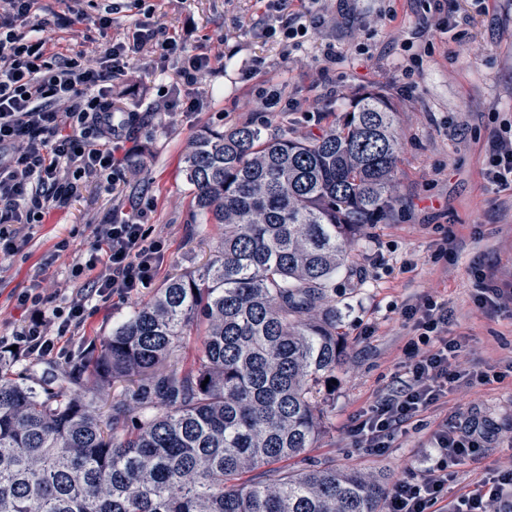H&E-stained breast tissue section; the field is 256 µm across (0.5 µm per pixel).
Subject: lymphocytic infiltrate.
Returning <instances> with one entry per match:
<instances>
[{"instance_id": "obj_1", "label": "lymphocytic infiltrate", "mask_w": 512, "mask_h": 512, "mask_svg": "<svg viewBox=\"0 0 512 512\" xmlns=\"http://www.w3.org/2000/svg\"><path fill=\"white\" fill-rule=\"evenodd\" d=\"M39 2L0 0V258L16 254L44 216L68 206L84 185L116 192L136 172L140 148L130 145L128 130L140 116L115 111L110 88L131 59L180 56L178 79L190 92L189 112L198 111L192 92L212 69L209 54L184 53L177 35L155 20L148 0H127L143 16L131 39L50 52L41 36L48 22L39 15ZM484 176L512 186V128L493 136ZM154 207L145 193L117 205L91 225L90 241L68 281L41 278L18 294L16 304L28 320L13 330V344L41 356L62 353L83 326L91 301L107 303L150 287L167 254L165 241L147 224ZM408 315L417 338L405 349L404 377L353 430L358 447L375 453L390 448L404 424L446 399L461 377L492 380L483 370H458L463 345L448 335L447 303L428 299L409 307ZM430 444L428 466L417 479L393 485L384 512H512V469L486 474L474 490L448 497L449 468L484 451L478 427L440 424Z\"/></svg>"}]
</instances>
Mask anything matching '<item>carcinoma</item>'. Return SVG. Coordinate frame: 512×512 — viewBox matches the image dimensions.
Wrapping results in <instances>:
<instances>
[{
    "mask_svg": "<svg viewBox=\"0 0 512 512\" xmlns=\"http://www.w3.org/2000/svg\"><path fill=\"white\" fill-rule=\"evenodd\" d=\"M349 114L313 139L242 125L191 143L211 257L78 374L34 383L0 365V512H382L377 479L288 467L325 431L336 273L395 202V107L369 90Z\"/></svg>",
    "mask_w": 512,
    "mask_h": 512,
    "instance_id": "cac0c4a2",
    "label": "carcinoma"
}]
</instances>
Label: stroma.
<instances>
[{
	"label": "stroma",
	"instance_id": "stroma-1",
	"mask_svg": "<svg viewBox=\"0 0 512 512\" xmlns=\"http://www.w3.org/2000/svg\"><path fill=\"white\" fill-rule=\"evenodd\" d=\"M434 4L310 0L302 14L308 35L294 48L270 30L292 20L298 0L279 14L267 13L262 0H154L156 17L180 36L187 52L220 51L224 59L202 84L201 109L174 124L161 115L167 101L184 93L177 83L179 59L159 68L146 56L131 60L113 93L115 109L150 115L133 133L145 147L143 164L122 195L145 190L157 201L149 221L165 239L168 258L154 288L209 256L214 230L197 223L184 176V154L198 134L253 124L271 134L309 139L340 126L362 92L378 90L391 98L401 138L398 204L385 220L364 228L346 269L336 276L337 383L324 403L325 432L306 456L382 477L390 486L420 474L432 430L462 415L482 429L486 450L450 468L453 499L486 472L512 468V303L484 308L476 301L480 274L512 281V187L483 176L493 132L512 123V0H446L460 21L461 34L454 39L435 29ZM136 21L123 10L105 29L53 23L45 35L63 46H102L132 37ZM329 50L335 54L330 61L324 58ZM414 55L422 56V66L406 70ZM272 91L281 98L279 111H258ZM120 197L88 184L0 262V337L26 319L16 295L37 277L67 278L88 243L89 225L109 214ZM63 239L69 242L66 256L51 260L52 246ZM154 288L106 305L92 302L85 328L58 358L9 355L1 345L0 354L15 374L28 378L77 368ZM428 298L448 304V331L466 344L462 369L485 368L505 379L458 383L448 399L404 425L384 453L357 447L352 429L403 377V349L416 335L405 311Z\"/></svg>",
	"mask_w": 512,
	"mask_h": 512
}]
</instances>
